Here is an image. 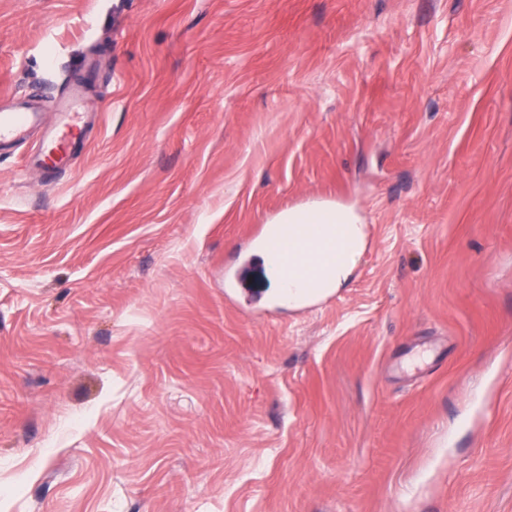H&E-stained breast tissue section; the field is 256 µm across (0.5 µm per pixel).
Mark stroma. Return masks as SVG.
I'll list each match as a JSON object with an SVG mask.
<instances>
[{"mask_svg":"<svg viewBox=\"0 0 512 512\" xmlns=\"http://www.w3.org/2000/svg\"><path fill=\"white\" fill-rule=\"evenodd\" d=\"M73 83L0 155V512H512V0H0V99ZM319 204L341 292L225 295ZM83 107V92L75 87L58 109L55 115V124L44 125L43 115L36 108L24 101H17L10 109L0 107V152H4L6 146L20 143L25 140L32 128H43V136L35 162L40 166L44 164V158L49 151L56 152L57 162L49 168L55 169L65 160L77 154L83 146L80 136L70 140L67 144L57 145L59 132L63 129H71L76 126L78 119L83 126H87L91 118L88 112H79ZM292 215L307 227L321 226L318 236L324 238L326 245L334 244L336 249L333 265L330 264L319 240L309 243L307 249L298 250L295 254V277L305 279L318 272L324 273L328 280L318 287L325 288L319 297L326 298L337 293L349 281L365 250L364 224H355L348 214L338 211H332L324 217L318 212L310 211ZM277 224H273L272 230L264 231L260 235L261 227L258 228L247 239V250L242 256H245L251 250H266L277 256V262L281 271L283 280L282 298L288 302L291 297L288 295V262L293 260V253L288 251V245H294L298 242V225L290 221L288 217H280Z\"/></svg>","mask_w":512,"mask_h":512,"instance_id":"1","label":"stroma"}]
</instances>
